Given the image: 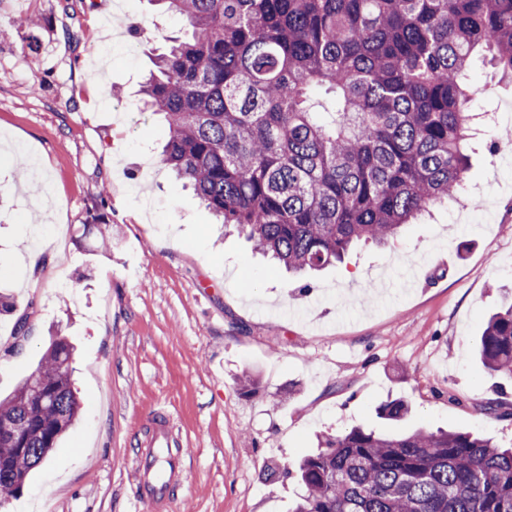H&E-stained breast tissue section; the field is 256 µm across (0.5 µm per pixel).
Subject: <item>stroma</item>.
Here are the masks:
<instances>
[{"mask_svg":"<svg viewBox=\"0 0 512 512\" xmlns=\"http://www.w3.org/2000/svg\"><path fill=\"white\" fill-rule=\"evenodd\" d=\"M181 28L148 0H0V286L29 316L18 338L0 315V395L55 329L80 403L0 512H136L135 457L161 409L188 450L180 512H290L302 487L285 469L355 426L511 447L512 382L467 353L512 301V84L480 62L468 73L483 89L471 112L494 117L474 126L466 194L294 280L160 163L168 129L141 86ZM394 399L407 414L380 417Z\"/></svg>","mask_w":512,"mask_h":512,"instance_id":"35a3bbf8","label":"stroma"}]
</instances>
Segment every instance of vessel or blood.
Wrapping results in <instances>:
<instances>
[{
    "label": "vessel or blood",
    "mask_w": 512,
    "mask_h": 512,
    "mask_svg": "<svg viewBox=\"0 0 512 512\" xmlns=\"http://www.w3.org/2000/svg\"><path fill=\"white\" fill-rule=\"evenodd\" d=\"M184 457L182 437L172 416L157 411L136 459L137 503L144 512H170L175 503L174 491L182 484Z\"/></svg>",
    "instance_id": "vessel-or-blood-1"
}]
</instances>
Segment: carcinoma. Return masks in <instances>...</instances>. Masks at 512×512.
Segmentation results:
<instances>
[{"label":"carcinoma","mask_w":512,"mask_h":512,"mask_svg":"<svg viewBox=\"0 0 512 512\" xmlns=\"http://www.w3.org/2000/svg\"><path fill=\"white\" fill-rule=\"evenodd\" d=\"M181 18L143 86L162 163L216 221L291 273L383 245L457 197L470 172L482 53L512 82V0H152ZM27 316L0 293V315ZM475 353L512 378V302ZM73 346L54 339L0 399V496L19 493L75 421ZM39 381L46 398L34 394ZM380 413L398 420L401 400ZM292 512H512V448L472 432L328 437L296 470Z\"/></svg>","instance_id":"carcinoma-1"}]
</instances>
